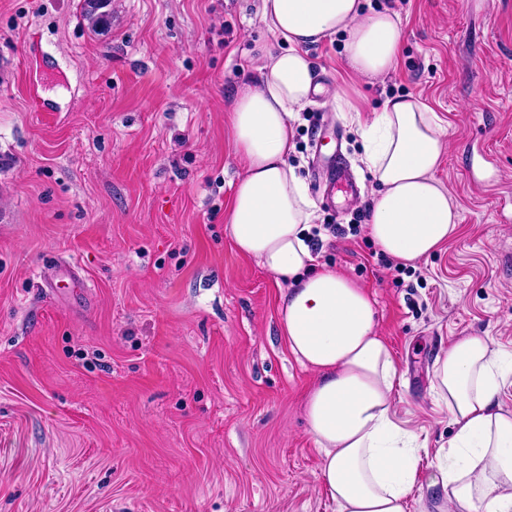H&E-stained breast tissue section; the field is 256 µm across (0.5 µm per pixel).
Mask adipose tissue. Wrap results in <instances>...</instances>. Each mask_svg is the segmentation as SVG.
<instances>
[{"mask_svg":"<svg viewBox=\"0 0 512 512\" xmlns=\"http://www.w3.org/2000/svg\"><path fill=\"white\" fill-rule=\"evenodd\" d=\"M257 11L275 41L261 48L258 81L237 92L230 112L245 174L227 230L237 251L280 286L279 333L318 375L304 411L336 512H407L417 453L392 419L398 364L376 330L371 296L316 267V205L289 161L298 116L321 90L310 47L344 34L345 70L380 77L402 47L399 18L368 0H260ZM355 132L377 186L373 243L405 264L431 255L459 226L457 204L436 176L446 144L437 113L418 97L393 96ZM501 378L502 354L486 336L458 337L434 362L433 387L455 428L439 451L436 484L444 499L480 512H512V411L499 401Z\"/></svg>","mask_w":512,"mask_h":512,"instance_id":"ef3b65f1","label":"adipose tissue"}]
</instances>
